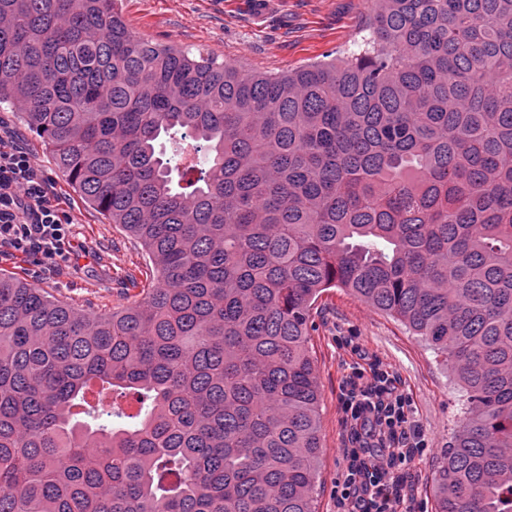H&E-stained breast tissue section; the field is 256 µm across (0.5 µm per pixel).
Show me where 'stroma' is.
<instances>
[{"instance_id": "35a3bbf8", "label": "stroma", "mask_w": 512, "mask_h": 512, "mask_svg": "<svg viewBox=\"0 0 512 512\" xmlns=\"http://www.w3.org/2000/svg\"><path fill=\"white\" fill-rule=\"evenodd\" d=\"M122 14L140 35L213 52L251 72L285 73L326 53L353 48L375 10L374 0H272L256 18L250 0H122ZM0 119L20 132L23 145L55 188L62 210L75 221L79 245L69 264L42 271L33 258L4 256L0 273L33 282L77 308L109 313L140 298L156 274L141 244L121 225L86 205L59 174L41 141L24 131L18 114ZM310 338L320 382L321 454L317 512H337L336 486L350 427L339 404L355 356L341 337H356L369 358L390 370L412 400L427 448L401 465L411 512H434L433 484L440 457L464 418L467 395L443 355L396 319L374 310L350 291L334 288L319 299Z\"/></svg>"}]
</instances>
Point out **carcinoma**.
<instances>
[{
  "mask_svg": "<svg viewBox=\"0 0 512 512\" xmlns=\"http://www.w3.org/2000/svg\"><path fill=\"white\" fill-rule=\"evenodd\" d=\"M375 2L270 75L0 0V105L157 272L107 314L0 274V512H315L331 288L466 390L435 512H512V0Z\"/></svg>",
  "mask_w": 512,
  "mask_h": 512,
  "instance_id": "obj_1",
  "label": "carcinoma"
}]
</instances>
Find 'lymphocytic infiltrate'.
<instances>
[{"label":"lymphocytic infiltrate","mask_w":512,"mask_h":512,"mask_svg":"<svg viewBox=\"0 0 512 512\" xmlns=\"http://www.w3.org/2000/svg\"><path fill=\"white\" fill-rule=\"evenodd\" d=\"M73 220L16 135L0 130V255H31L56 268L75 256ZM340 407L353 434L341 475V512H404L398 464L422 446L409 398L378 364L348 367Z\"/></svg>","instance_id":"f902f5d3"}]
</instances>
